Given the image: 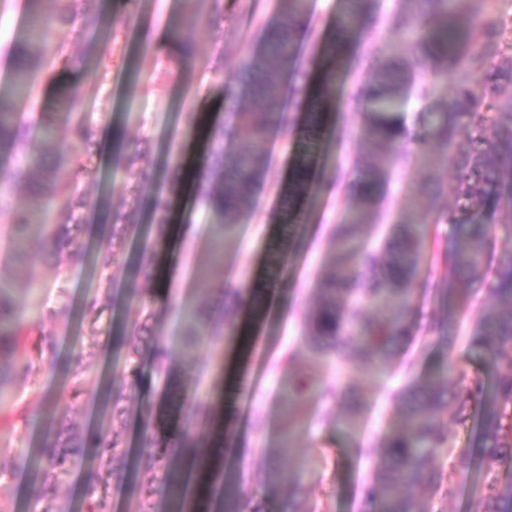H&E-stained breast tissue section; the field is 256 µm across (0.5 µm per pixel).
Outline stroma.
<instances>
[{"label": "stroma", "instance_id": "stroma-1", "mask_svg": "<svg viewBox=\"0 0 512 512\" xmlns=\"http://www.w3.org/2000/svg\"><path fill=\"white\" fill-rule=\"evenodd\" d=\"M307 3L298 71L285 78L280 89L287 98L289 120L272 126V148L261 159L264 178L242 204L240 222L225 238L213 235L216 219L199 197L184 194L188 178H195L200 189L219 182L210 171L198 177L192 174L191 159L202 149L203 136L188 115H207L214 127L223 130L229 148L242 142L243 132L233 123L229 108L251 105L241 65L259 55L263 28L281 18L280 0H215L200 20L190 19V0H104L110 27L94 37L106 49L101 57L103 79L90 80L79 70L47 68L35 82L34 102H17L18 124L30 128L45 119L64 134L68 121L57 107V95L59 88H67L80 100L94 129L121 130L124 152L140 156L135 168L119 170L112 167L111 153L96 143L86 150L70 144L51 157L54 168L64 178L74 179L77 191L88 201L80 236L86 253L82 263H74L65 251L19 247L12 212L32 205L24 185L10 186L11 207L0 212V287L17 306H25L34 293L45 309L58 314L53 325L58 345L55 361L40 358V335L29 328L19 346L32 360L33 371L25 376L8 368L0 372V384L13 398L11 412L0 417V453L36 454L63 416L91 437L113 431L129 453L123 480L107 482L95 476L92 450L72 457L60 473L54 496L42 502L43 512H87L94 491L106 497L111 512H128L131 504L145 498L152 512H171L163 482L155 483L152 494L144 492L141 476L148 458L143 442L148 435L162 440L194 429V421L178 412L173 395L176 378L191 373L196 374L197 391L207 403L204 417L209 424L218 422L221 398L235 397L238 421L231 439L237 452L227 463L242 473L243 493L261 512H288L287 493L268 494L270 454L282 468L292 457L306 463L303 506L359 512L371 470L352 449L400 426L389 392L410 376L438 368L462 371L471 379L487 377L482 354L469 349L464 337L474 329L480 310L490 304L497 272L512 267V223L498 221L490 224L491 260L471 281L458 277L446 261L456 239L455 225H432L433 246L425 252L413 282L410 338L387 369L360 375L312 357L306 341L308 319L323 305L319 284L336 256L330 230L344 222L348 207L356 203L351 185L361 170L355 167V158L376 167L374 202L357 240L362 248L380 245L399 225L410 222L414 217L410 200L432 214L448 210L454 203L455 171L450 164L452 151L445 147L434 151L426 168L413 159L402 166L384 162L382 151L365 133L362 108L348 98L354 86L375 73V65L339 75L333 97L319 102L290 98L293 84L306 87L315 79L340 9L339 0ZM133 14L147 20V29L129 27ZM175 18L185 19L182 37L196 47L191 67L181 73L172 69L178 49L149 44ZM26 27L25 0H0V83L12 78L8 47ZM454 94L449 85L428 104L407 98L399 118L409 148H416V136L435 124ZM317 107L328 113L329 120L307 162L313 186L290 207L288 186L309 114ZM78 156L84 169L77 175L73 166ZM155 195L166 197L183 223L193 226V233L176 236L171 227H160L149 217L141 205ZM111 207L125 211L138 230L117 245L118 276L108 288L99 282L94 257L112 238L111 224L102 219ZM282 239L287 240L288 251L276 270L268 262V252ZM147 245L154 246L156 253L149 277L139 266ZM255 278L276 287L282 307L265 303L256 319L242 307L226 312L212 336L189 345L185 324L170 309L169 299L185 301L197 310L213 308L220 304L225 283ZM455 288L469 289V308L455 303L451 294ZM92 297L97 300L93 306L88 303ZM142 323L160 337L175 360L174 380L156 371L148 352L129 362L138 342L134 327ZM291 351L296 359L288 368L284 358ZM79 352L90 354L91 367L76 393L71 357ZM307 376L336 388L349 385L365 407L353 432L336 425L342 406L314 397L305 403L301 424L289 428L288 385ZM123 381L130 384L129 397L123 417L116 419L108 388ZM444 482L448 493L417 491L421 512H482L479 496L460 472L445 470ZM34 484L35 473L29 469L0 473V512H30L29 489Z\"/></svg>", "mask_w": 512, "mask_h": 512}]
</instances>
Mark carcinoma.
I'll return each mask as SVG.
<instances>
[{"label": "carcinoma", "instance_id": "cac0c4a2", "mask_svg": "<svg viewBox=\"0 0 512 512\" xmlns=\"http://www.w3.org/2000/svg\"><path fill=\"white\" fill-rule=\"evenodd\" d=\"M97 0H26L30 36L13 42L11 58L15 74L11 88L0 92V152H19L22 162L10 170L9 184L26 179L29 169L38 162L25 153L29 132L13 120L14 100L30 93L31 80L50 63L60 71L82 70L91 77L98 69L91 67L93 45L81 56L65 53L60 35L70 27L99 32L107 19ZM280 24L263 30V52L260 57L242 63V70L253 86L254 106L246 111L232 109L231 117L247 135V141L235 150L231 173L220 178L217 187L201 196L204 208L224 218V231L237 223L238 205L250 197L261 176L259 162L263 156L270 117L281 111L279 87L284 75L295 65L296 44L290 29L306 12L307 0H283ZM452 0H407L408 7L393 14L390 27L397 39L377 48L378 72L365 86L359 87L354 99L365 108L369 136L385 147L398 139L400 130L396 108L403 99L401 69L396 60L414 56L429 70V79L415 89L416 98L428 101L438 88L451 83L456 96L450 109L429 129L415 157L425 162L436 146H451L459 131H464L468 148L452 156L456 171V204L448 211L428 217L418 211V218L405 226L400 236L389 239L383 250L360 251L355 246L356 230L364 221L374 194V172L355 184L358 204L348 212L345 223L336 225L332 239L336 246L334 266L323 282L326 306L312 319L309 347L313 353L332 357L339 362L355 363L365 373L384 366L406 334L404 318L411 303V282L429 243V224L446 222L461 227L460 237L448 252V263L460 274H474L486 264L489 255V225L477 224L475 214L490 215L499 208L503 189L512 191V55L495 64L489 63V47L512 32L505 18L493 17L466 30L457 26ZM367 0H342L344 7L336 17V27L352 39L363 20ZM330 68L325 77L322 96L335 94L339 70L360 63L358 56L348 54L336 58L330 51ZM480 79L489 99L470 96L469 84ZM59 105L74 114L70 136L78 141H91L89 121L80 113L77 100L65 87L58 95ZM37 134L46 149L60 151L52 125L39 124ZM224 133L216 130L210 136L208 163L216 171L224 168ZM75 182L65 180L57 172H45L33 186L34 211L15 220V227L36 229L34 242L69 250L72 259L84 258L80 241L72 235L68 224H55L51 217L56 208L68 212L69 224L83 223L84 201L75 200ZM118 267L117 254L105 247L98 268L105 286H111ZM494 299L483 309L477 325L468 336V345L482 351L491 374V386L481 381L469 383L465 374L451 378L445 369L425 376H413L391 393V399L402 414L401 428L382 436L381 440L358 452L371 461L372 478L362 494V512H417L414 498L407 490L427 486L443 488V469L437 458L451 445L452 435L447 418L461 415L468 403L480 406L481 438L479 448H469L448 463L457 470H467L474 454H479L486 478L476 486L486 501L484 512H512V480L496 476L500 468H512V269L501 271L493 288ZM344 296L355 308L337 306ZM224 298L230 306H243L247 301L258 305L261 297L248 295L246 289L230 283L224 287ZM187 321L190 343L208 333L210 324L201 321L181 302L171 303ZM369 309L374 320L364 321L359 311ZM30 314L13 312L12 303L0 288V359L24 373L32 363L17 349V339L28 326L40 327L42 353L53 357V332L45 324L58 314L45 313L36 303ZM192 433L183 430L177 438L158 441L150 438L151 460L147 482L153 484L157 473L167 480L170 496L182 497V483L170 478L171 462L177 449L186 444ZM85 439L74 427L60 430L53 442L41 449V457L26 459L14 456L6 460L0 454V470L9 465L17 468L28 462L37 470L35 499L43 500L57 488L59 471L67 461L69 449L84 448ZM98 469L114 477H123L125 450L118 438L98 436L93 442ZM274 485L288 487L290 501L303 495L301 469L280 470L273 476ZM238 478L224 475V512H260L244 502L236 490Z\"/></svg>", "mask_w": 512, "mask_h": 512}]
</instances>
